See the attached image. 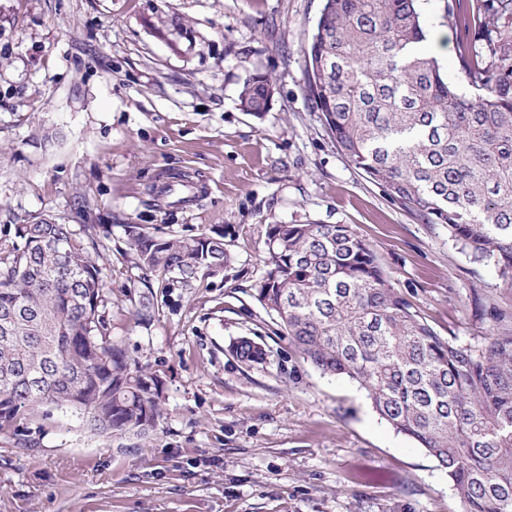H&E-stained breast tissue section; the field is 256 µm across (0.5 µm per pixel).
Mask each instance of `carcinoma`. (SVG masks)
I'll list each match as a JSON object with an SVG mask.
<instances>
[{
	"instance_id": "carcinoma-1",
	"label": "carcinoma",
	"mask_w": 512,
	"mask_h": 512,
	"mask_svg": "<svg viewBox=\"0 0 512 512\" xmlns=\"http://www.w3.org/2000/svg\"><path fill=\"white\" fill-rule=\"evenodd\" d=\"M509 17L512 0H487L488 43L459 52L467 96L426 52L416 0H325L305 77L336 149L512 286V37L500 30ZM273 96L271 79L256 75L239 106L261 114ZM126 228L137 266L157 275L138 291L144 322L155 288H194L232 262L222 235ZM14 236L0 248V422L56 405L101 432L154 429L161 382L131 366L101 312L108 272L97 225L41 218L14 225ZM267 245L256 298L294 350L364 388L382 418L447 469L464 512H512V336L482 350L438 336L346 224H270ZM230 350L246 364L268 357L247 336Z\"/></svg>"
}]
</instances>
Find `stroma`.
<instances>
[{
	"mask_svg": "<svg viewBox=\"0 0 512 512\" xmlns=\"http://www.w3.org/2000/svg\"><path fill=\"white\" fill-rule=\"evenodd\" d=\"M323 4L0 0V246L39 216L99 224L111 335L163 383L146 435L95 431L68 407L0 426V512H464L437 461L357 383L295 354L256 298L268 225L347 224L439 336L475 350L512 336L494 264L337 150L305 83ZM417 6L426 49L471 94L458 56L485 44L483 0ZM258 74L275 93L257 117L238 96ZM128 224L223 235L233 262L138 321ZM242 336L266 362L230 352Z\"/></svg>",
	"mask_w": 512,
	"mask_h": 512,
	"instance_id": "obj_1",
	"label": "stroma"
}]
</instances>
